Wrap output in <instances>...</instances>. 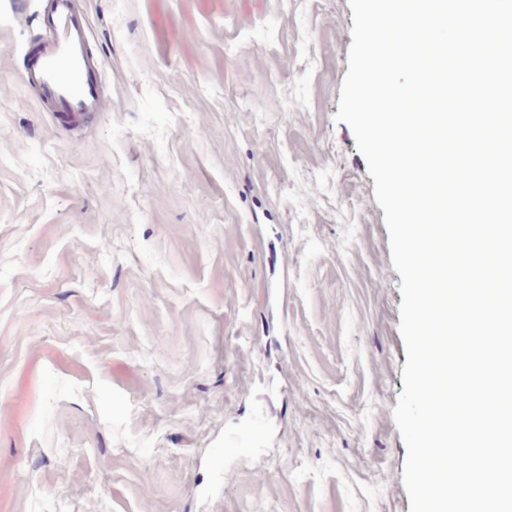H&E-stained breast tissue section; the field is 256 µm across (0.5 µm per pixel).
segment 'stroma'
<instances>
[{
	"instance_id": "35a3bbf8",
	"label": "stroma",
	"mask_w": 512,
	"mask_h": 512,
	"mask_svg": "<svg viewBox=\"0 0 512 512\" xmlns=\"http://www.w3.org/2000/svg\"><path fill=\"white\" fill-rule=\"evenodd\" d=\"M14 2L0 512H410L401 277L335 119L348 0H82L109 109L77 127L23 83Z\"/></svg>"
}]
</instances>
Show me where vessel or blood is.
<instances>
[{"label": "vessel or blood", "mask_w": 512, "mask_h": 512, "mask_svg": "<svg viewBox=\"0 0 512 512\" xmlns=\"http://www.w3.org/2000/svg\"><path fill=\"white\" fill-rule=\"evenodd\" d=\"M47 29L26 54L22 79L35 88L48 111L82 123L107 111L101 87V61L90 47V36L79 0H42Z\"/></svg>", "instance_id": "b4317fda"}]
</instances>
